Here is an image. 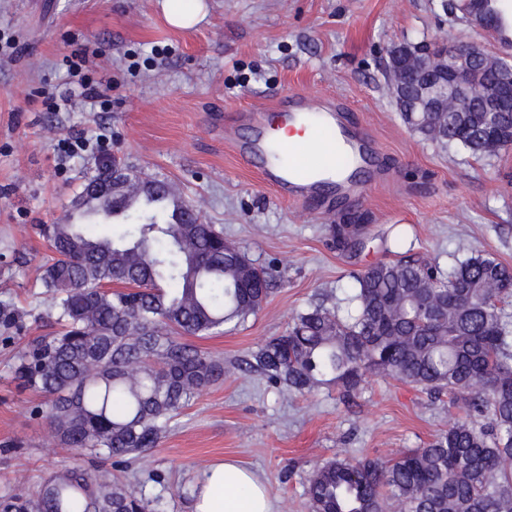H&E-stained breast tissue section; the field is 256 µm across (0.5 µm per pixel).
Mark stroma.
Segmentation results:
<instances>
[{"label": "stroma", "mask_w": 512, "mask_h": 512, "mask_svg": "<svg viewBox=\"0 0 512 512\" xmlns=\"http://www.w3.org/2000/svg\"><path fill=\"white\" fill-rule=\"evenodd\" d=\"M460 27L439 0H209L207 18L186 31L166 23L159 0H0V37L20 49L0 55V304L21 311L0 326V491H33L73 462L33 414L44 396L14 380L12 342L51 330L35 225L58 223L109 157L171 183L225 241L281 271L255 317L195 338L228 372L172 419L147 462L122 470L162 497L165 512H192L203 472L224 459L266 483L275 512H308L304 481L315 466L420 448L447 426L444 393L371 377L348 399L332 384L285 399L233 365L310 303L339 302L377 261L421 254L448 269L482 251L512 264V151L485 158L422 139L386 83L392 45H451ZM79 48L97 53L111 111H40L37 93L65 92L66 60ZM291 92L341 105L376 141L371 182L305 206L264 182L238 150L248 135L240 116ZM74 135L90 145L69 155L62 142ZM354 211L365 233L346 226ZM334 224L346 227L345 247Z\"/></svg>", "instance_id": "1"}]
</instances>
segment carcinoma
<instances>
[{"label":"carcinoma","instance_id":"cac0c4a2","mask_svg":"<svg viewBox=\"0 0 512 512\" xmlns=\"http://www.w3.org/2000/svg\"><path fill=\"white\" fill-rule=\"evenodd\" d=\"M495 31H512L505 0H488ZM512 135V112H429L424 139L494 157L487 129ZM75 208L120 211L87 224H43L51 252L41 303L60 330L14 345V377L46 397L35 410L76 465L29 495L0 493V512H160L129 480L90 473L156 447L175 413L224 377V361L182 336H207L262 309L277 277L224 251L212 224L177 219L189 204L168 182L123 194L93 175ZM512 265L477 252L448 271L421 256L378 261L355 277L344 314L298 312L258 345L244 370L285 396L334 384L349 398L368 375L448 391L457 410L423 448L384 459H334L306 477L311 512H512Z\"/></svg>","mask_w":512,"mask_h":512}]
</instances>
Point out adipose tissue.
<instances>
[{"label": "adipose tissue", "mask_w": 512, "mask_h": 512, "mask_svg": "<svg viewBox=\"0 0 512 512\" xmlns=\"http://www.w3.org/2000/svg\"><path fill=\"white\" fill-rule=\"evenodd\" d=\"M193 512H274V506L258 475L227 460L204 472Z\"/></svg>", "instance_id": "1"}]
</instances>
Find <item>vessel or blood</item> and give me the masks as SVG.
<instances>
[{
  "label": "vessel or blood",
  "mask_w": 512,
  "mask_h": 512,
  "mask_svg": "<svg viewBox=\"0 0 512 512\" xmlns=\"http://www.w3.org/2000/svg\"><path fill=\"white\" fill-rule=\"evenodd\" d=\"M273 109L288 125L310 128L319 153L308 155L304 142L274 140L266 130L265 110L246 112L250 134L244 150L261 162L266 182L296 203L313 198L326 175L335 176L338 191L349 190L357 170L368 163L373 142L347 125L342 108L330 101L293 94L276 102Z\"/></svg>",
  "instance_id": "1"
}]
</instances>
